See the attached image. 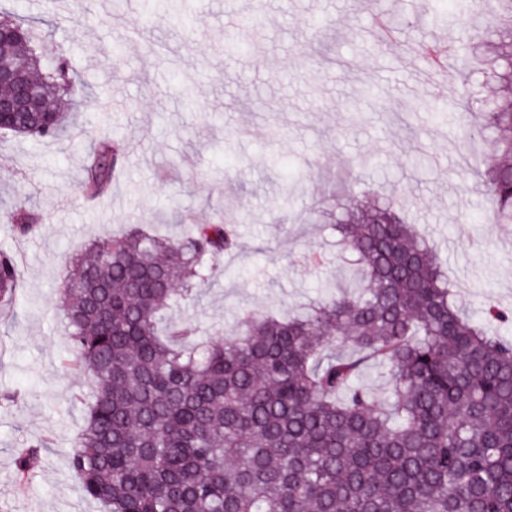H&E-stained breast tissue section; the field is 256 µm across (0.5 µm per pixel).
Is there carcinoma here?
<instances>
[{"mask_svg":"<svg viewBox=\"0 0 512 512\" xmlns=\"http://www.w3.org/2000/svg\"><path fill=\"white\" fill-rule=\"evenodd\" d=\"M459 40L485 47L493 82L512 87V0L496 29L475 21L479 0H457ZM0 43L9 62L54 105L83 92L64 57L45 61L38 32ZM496 153L480 173L496 224H512V99L466 90ZM59 139L47 125L6 128ZM120 159L102 143L86 167L92 193ZM406 194L363 196L336 217L356 277L288 318L247 309L239 331L200 341L164 312L199 300L219 257L235 245L227 225L194 224L177 238L139 228L92 243L59 293L76 362L96 378L68 467L103 512H512V340L458 305L439 258L404 214ZM38 217L21 206L18 234ZM20 275L0 253V308ZM384 370L388 396L359 383ZM21 450L19 478L41 463Z\"/></svg>","mask_w":512,"mask_h":512,"instance_id":"carcinoma-1","label":"carcinoma"}]
</instances>
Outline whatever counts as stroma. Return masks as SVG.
Segmentation results:
<instances>
[{"label": "stroma", "instance_id": "35a3bbf8", "mask_svg": "<svg viewBox=\"0 0 512 512\" xmlns=\"http://www.w3.org/2000/svg\"><path fill=\"white\" fill-rule=\"evenodd\" d=\"M188 2L195 22L179 28L163 14L144 19L141 0H80L52 14L44 0H0V11L50 17L57 52L90 88L66 137L0 134V251L16 256L21 278L0 321V512H100L67 466L93 381L74 367L57 298L72 256L126 226L176 235L185 217L234 227L239 250L183 311L209 339L243 309L290 314L344 281L350 256L335 221L350 198L334 177L385 197L401 189L457 302L479 323L487 307L512 312V224L489 223L479 187L490 148L469 157L462 128L476 119L461 108L430 117L462 81L408 88L427 69L417 47L453 30L416 20L418 0H269L262 36L240 54L224 46L225 17L247 13L245 0ZM378 12L395 28L386 45L371 32ZM103 130L125 159L89 201L84 169ZM25 201L40 221L21 237L12 215ZM36 443L41 464L17 482L16 453Z\"/></svg>", "mask_w": 512, "mask_h": 512}]
</instances>
